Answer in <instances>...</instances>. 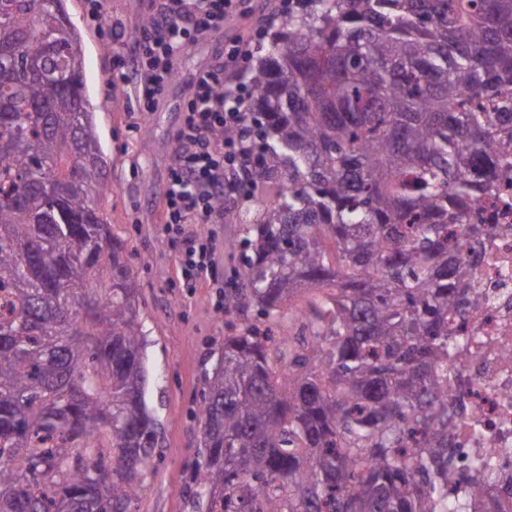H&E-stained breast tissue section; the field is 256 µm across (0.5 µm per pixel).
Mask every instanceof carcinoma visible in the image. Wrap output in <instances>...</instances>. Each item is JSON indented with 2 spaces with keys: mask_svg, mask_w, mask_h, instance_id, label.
I'll list each match as a JSON object with an SVG mask.
<instances>
[{
  "mask_svg": "<svg viewBox=\"0 0 512 512\" xmlns=\"http://www.w3.org/2000/svg\"><path fill=\"white\" fill-rule=\"evenodd\" d=\"M246 112L276 183L194 415V512H477L448 497L449 315L512 156V0H302ZM64 0H0V512H132L153 473L138 273ZM311 294L310 312L294 311Z\"/></svg>",
  "mask_w": 512,
  "mask_h": 512,
  "instance_id": "cac0c4a2",
  "label": "carcinoma"
}]
</instances>
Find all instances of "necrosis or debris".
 Instances as JSON below:
<instances>
[{"label":"necrosis or debris","instance_id":"obj_1","mask_svg":"<svg viewBox=\"0 0 512 512\" xmlns=\"http://www.w3.org/2000/svg\"><path fill=\"white\" fill-rule=\"evenodd\" d=\"M479 207L492 230L471 268L480 301L455 319L448 409L458 466L512 476V177Z\"/></svg>","mask_w":512,"mask_h":512}]
</instances>
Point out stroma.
<instances>
[{"instance_id":"stroma-1","label":"stroma","mask_w":512,"mask_h":512,"mask_svg":"<svg viewBox=\"0 0 512 512\" xmlns=\"http://www.w3.org/2000/svg\"><path fill=\"white\" fill-rule=\"evenodd\" d=\"M89 0H65L80 30L84 48L83 79L93 105L107 178L98 204L114 237L127 244L137 267L139 318L146 335L149 381L147 403L160 433L161 456L146 482L136 512H192L186 495L202 437L191 419L200 406L213 354L231 332L224 320V297L242 281L244 221L196 224L193 232L213 234L215 276L185 281L168 244L163 195L176 149L175 133L186 108L185 86L211 62L226 38L250 36L274 0H251L248 15L238 16L221 36L203 43L178 62V75L156 111L139 109L130 84H109L110 72L129 69L141 22L153 0H107L109 20L121 22L115 42L101 35L89 17Z\"/></svg>"}]
</instances>
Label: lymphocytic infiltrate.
I'll list each match as a JSON object with an SVG mask.
<instances>
[{"label":"lymphocytic infiltrate","instance_id":"f902f5d3","mask_svg":"<svg viewBox=\"0 0 512 512\" xmlns=\"http://www.w3.org/2000/svg\"><path fill=\"white\" fill-rule=\"evenodd\" d=\"M248 0H164L148 37L134 53L131 83L145 111L158 107L172 83L176 63L190 47L223 31L227 21L246 14ZM254 49L252 39L225 41L215 60L198 70L187 86L184 118L175 141L176 152L165 193V224L169 244L185 279L214 270L210 238L189 232L192 224L224 221V199L246 201L257 192V172L264 165L248 135L242 80L231 77L230 65L245 61ZM236 137H224L227 129Z\"/></svg>","mask_w":512,"mask_h":512}]
</instances>
